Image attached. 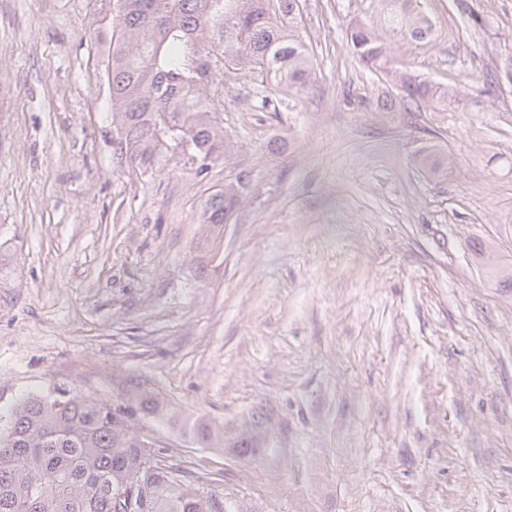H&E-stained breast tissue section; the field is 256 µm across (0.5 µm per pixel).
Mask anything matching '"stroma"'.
I'll use <instances>...</instances> for the list:
<instances>
[{"label": "stroma", "instance_id": "35a3bbf8", "mask_svg": "<svg viewBox=\"0 0 512 512\" xmlns=\"http://www.w3.org/2000/svg\"><path fill=\"white\" fill-rule=\"evenodd\" d=\"M421 2L391 66L451 99L360 62L380 0H305L312 89L226 74L199 174L114 158L108 0H0V408L132 379L168 414L134 430L240 512H512V0ZM257 411L246 457L183 430ZM395 81L399 83L402 91V100L406 104L416 103L419 99L425 100L436 97L438 101H445L448 98V92H442L437 95V90L433 91L428 84L418 82L414 77L406 73L394 72ZM250 184L249 173L240 172L236 178V185H224V197L213 204L211 208L206 207L205 223L227 224L237 214L240 202L241 190L246 189Z\"/></svg>", "mask_w": 512, "mask_h": 512}]
</instances>
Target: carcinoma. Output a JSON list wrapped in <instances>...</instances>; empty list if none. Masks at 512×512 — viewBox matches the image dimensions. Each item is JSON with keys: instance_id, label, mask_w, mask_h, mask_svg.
I'll list each match as a JSON object with an SVG mask.
<instances>
[{"instance_id": "obj_1", "label": "carcinoma", "mask_w": 512, "mask_h": 512, "mask_svg": "<svg viewBox=\"0 0 512 512\" xmlns=\"http://www.w3.org/2000/svg\"><path fill=\"white\" fill-rule=\"evenodd\" d=\"M112 12L110 48L104 74L112 97V147L122 162L153 168L169 153L156 131L164 122L190 144L198 169L224 157V128L218 125L219 83L228 71L258 73L277 95L291 97L313 82V60L300 34V0H122ZM383 26L404 38L428 39L431 26L414 0H383ZM350 40L367 65L387 64V48L375 29L359 24ZM201 53L213 54L208 79L192 81L191 66ZM402 100L437 98L429 85L394 73ZM250 176L240 172L224 186L222 200L206 209L205 223L227 224L238 211ZM128 400L144 416L165 417L158 395L138 383ZM201 448L224 447V433L197 419L186 426ZM13 439L8 475L0 473V512H114L112 490L139 466V435L130 419L104 401L77 393L67 397L29 394L13 406L0 442ZM155 449L156 487L141 512H234L215 491L188 481Z\"/></svg>"}]
</instances>
